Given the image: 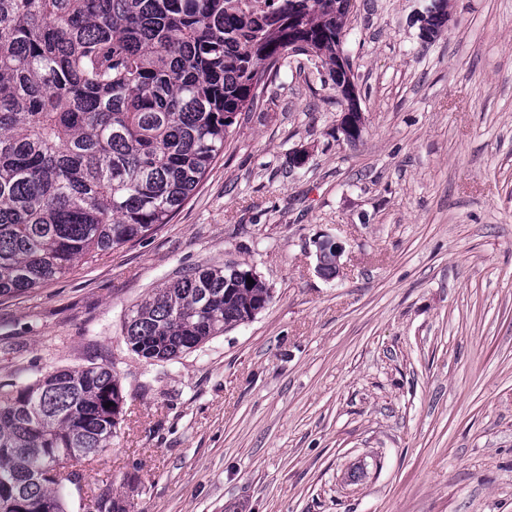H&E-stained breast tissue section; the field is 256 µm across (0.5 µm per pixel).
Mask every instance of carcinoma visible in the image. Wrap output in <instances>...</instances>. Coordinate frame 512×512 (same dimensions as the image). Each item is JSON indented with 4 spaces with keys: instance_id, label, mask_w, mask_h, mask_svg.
<instances>
[{
    "instance_id": "1",
    "label": "carcinoma",
    "mask_w": 512,
    "mask_h": 512,
    "mask_svg": "<svg viewBox=\"0 0 512 512\" xmlns=\"http://www.w3.org/2000/svg\"><path fill=\"white\" fill-rule=\"evenodd\" d=\"M350 0H0V297L167 224L290 51L336 81ZM232 266L165 285L125 321L169 363L271 301ZM110 402L112 406L105 407ZM125 397L113 367L0 383V512H127L85 479Z\"/></svg>"
}]
</instances>
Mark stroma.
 I'll return each instance as SVG.
<instances>
[{"instance_id":"35a3bbf8","label":"stroma","mask_w":512,"mask_h":512,"mask_svg":"<svg viewBox=\"0 0 512 512\" xmlns=\"http://www.w3.org/2000/svg\"><path fill=\"white\" fill-rule=\"evenodd\" d=\"M429 2L352 0L360 143L289 56L170 223L0 297L1 381L113 364L124 415L87 478L131 512H512V0H450L426 42ZM232 263L264 311L174 363L129 350V310ZM314 245L316 247L317 272L327 279L338 277L342 269L340 260L344 253V245L338 239L328 234L317 237L314 240ZM330 253L332 254L330 265L334 268V274L328 277L325 270V267L328 265L325 255H330ZM331 266H328L327 269H331Z\"/></svg>"}]
</instances>
